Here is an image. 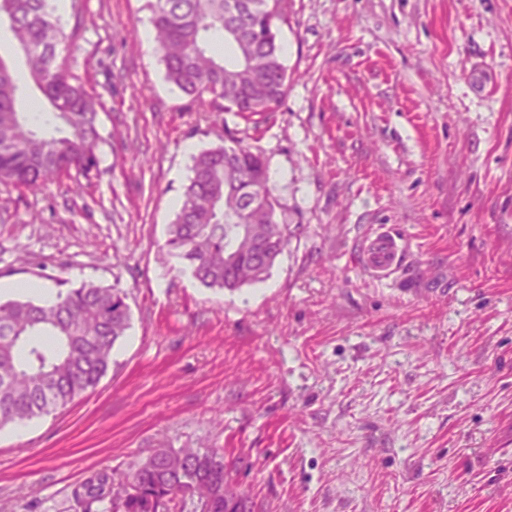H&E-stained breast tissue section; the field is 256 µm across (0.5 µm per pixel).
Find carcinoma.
I'll return each instance as SVG.
<instances>
[{
  "instance_id": "obj_1",
  "label": "carcinoma",
  "mask_w": 512,
  "mask_h": 512,
  "mask_svg": "<svg viewBox=\"0 0 512 512\" xmlns=\"http://www.w3.org/2000/svg\"><path fill=\"white\" fill-rule=\"evenodd\" d=\"M54 0H0V21L51 107L23 111L12 67L0 57V185L34 189L62 175L85 179L98 165V102L61 71L66 35ZM156 52L166 79L204 112L246 120L275 111L288 91L277 41L286 0H149ZM224 37L227 52L212 45ZM269 187L257 147L231 137L192 157L165 257L201 286L235 291L266 281L288 245V225ZM127 294L92 282L50 300L0 302V429L66 408L96 389L115 345L130 327ZM214 448L158 450L126 477L132 492L113 498L114 477L95 473L83 486L86 512H245Z\"/></svg>"
}]
</instances>
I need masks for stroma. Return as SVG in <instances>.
<instances>
[{
  "mask_svg": "<svg viewBox=\"0 0 512 512\" xmlns=\"http://www.w3.org/2000/svg\"><path fill=\"white\" fill-rule=\"evenodd\" d=\"M98 99L99 165L0 186V284L118 286L97 389L0 429V512L160 448H220L253 512H512V0H291L282 104L216 119L165 78L147 0H56ZM22 97L49 111L0 25ZM261 148L291 237L266 282L200 286L159 250L192 153ZM395 231L392 279L362 269ZM404 247L400 239L389 232H376L366 239L360 251L364 272L376 279L385 280L400 267Z\"/></svg>",
  "mask_w": 512,
  "mask_h": 512,
  "instance_id": "stroma-1",
  "label": "stroma"
}]
</instances>
